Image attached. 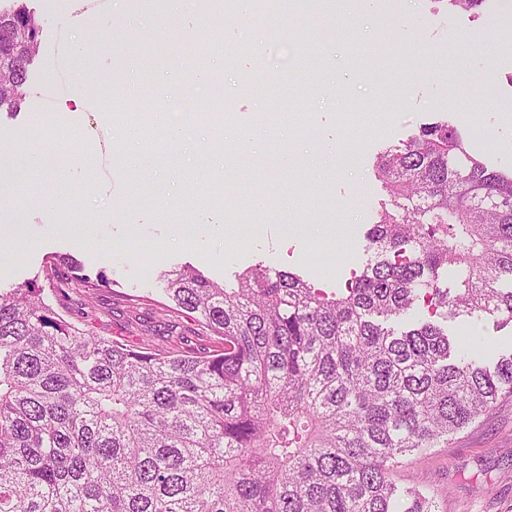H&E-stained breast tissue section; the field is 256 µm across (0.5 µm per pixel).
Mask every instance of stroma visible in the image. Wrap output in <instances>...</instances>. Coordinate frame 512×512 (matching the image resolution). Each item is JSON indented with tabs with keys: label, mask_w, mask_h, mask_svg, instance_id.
Instances as JSON below:
<instances>
[{
	"label": "stroma",
	"mask_w": 512,
	"mask_h": 512,
	"mask_svg": "<svg viewBox=\"0 0 512 512\" xmlns=\"http://www.w3.org/2000/svg\"><path fill=\"white\" fill-rule=\"evenodd\" d=\"M26 2L40 48L21 111L0 114V168L32 146L42 153L34 189L0 198V217L25 226L20 242L0 239V287L33 279L51 290L68 275L60 255H71L108 282L71 281L53 307L99 336L221 349L162 294L163 273L181 264L219 282L261 264L329 291L344 283L369 257L378 153L424 124L448 121L472 156L512 173V0H486L476 16L441 0H303L294 10L273 0L246 27L232 8L201 22L151 15L145 0ZM247 78L257 93L243 94ZM216 95L228 109L223 135L186 113L179 139L157 123L119 145L116 110L152 97L181 99L188 112ZM180 224L213 233L190 246L171 235ZM283 224L299 235L284 239ZM456 333L512 349V327L486 314L462 318ZM394 478L423 488L439 512H512V398L447 447L406 457Z\"/></svg>",
	"instance_id": "35a3bbf8"
}]
</instances>
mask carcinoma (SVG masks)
<instances>
[{
	"mask_svg": "<svg viewBox=\"0 0 512 512\" xmlns=\"http://www.w3.org/2000/svg\"><path fill=\"white\" fill-rule=\"evenodd\" d=\"M41 28L0 12V112L26 98ZM372 251L350 286L190 265L164 293L224 341L157 353L59 315L27 281L0 290V512H437L394 479L512 397L448 317L512 323V175L446 121L375 166Z\"/></svg>",
	"mask_w": 512,
	"mask_h": 512,
	"instance_id": "obj_1",
	"label": "carcinoma"
}]
</instances>
